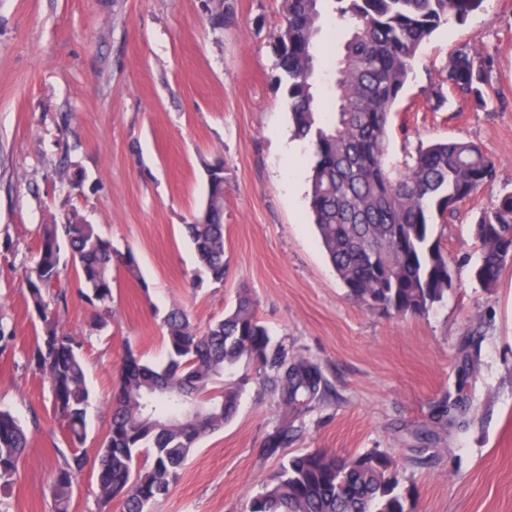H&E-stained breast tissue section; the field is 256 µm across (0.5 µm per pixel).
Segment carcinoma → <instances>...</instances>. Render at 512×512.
Wrapping results in <instances>:
<instances>
[{
    "label": "carcinoma",
    "mask_w": 512,
    "mask_h": 512,
    "mask_svg": "<svg viewBox=\"0 0 512 512\" xmlns=\"http://www.w3.org/2000/svg\"><path fill=\"white\" fill-rule=\"evenodd\" d=\"M322 2L284 0L272 37L293 131L313 149L310 208L319 243L355 302L386 316L424 314L453 283L433 220L455 217L462 203L496 179V165L478 144L459 139L421 145L395 164L388 159V127L420 47L441 26L464 21L470 0H333L347 38L336 62L325 61L336 75L328 113L318 98ZM205 6L211 26H224V0ZM492 67L491 56L457 49L449 61L453 89L484 104ZM206 175L203 207L186 229L204 272L221 285L224 169L208 164ZM473 232L481 246L473 277L490 289L512 262V193L482 211ZM116 260L130 271L136 268L132 253L118 252L97 225L73 213L61 223L39 225L37 259L25 276L27 304L45 326L30 365L48 379L54 412L75 445L86 435L91 393L82 342L58 327L53 307L66 301L60 276L70 264L84 284L83 296L98 309L89 331L104 330ZM256 308V298L242 288L224 317L202 332L183 309H171L163 320V368L126 351L97 455L102 503L119 500L122 512H150L200 440L235 415L239 388L221 382L224 371L242 361L273 372L286 414L268 436L266 450L273 454L288 445L291 419L323 394V377L318 364L290 359L274 344ZM28 447L26 429L0 409V485L10 484ZM143 450L152 458L148 466L136 465ZM86 464L85 455L74 452L58 467L54 512H70L73 480ZM395 471V462L377 450L344 460L305 451L288 458L246 512H408Z\"/></svg>",
    "instance_id": "obj_1"
}]
</instances>
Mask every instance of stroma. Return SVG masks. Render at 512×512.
<instances>
[{
	"label": "stroma",
	"instance_id": "35a3bbf8",
	"mask_svg": "<svg viewBox=\"0 0 512 512\" xmlns=\"http://www.w3.org/2000/svg\"><path fill=\"white\" fill-rule=\"evenodd\" d=\"M226 4L229 20L215 30L204 0H0V319L15 334L0 353V408L31 433L0 512H52L54 473L74 451L88 463L73 482L72 512H121L99 501L93 461L125 351L165 365L167 312L182 307L203 330L242 288L273 341L319 365L326 396L270 455L279 393L254 366L234 367L225 380L241 387L237 414L201 440L153 512H245L281 463L314 449L390 455L411 512H512V264L490 291L471 274L480 249L471 227L512 192V0H479L465 24L435 32L393 110V161L423 143L465 139L497 165L496 180L435 228L454 269L447 297L403 318L351 300L322 252L309 210L311 153L297 186L284 174L294 135L271 48L283 0ZM465 45L494 58L496 93L479 106L451 91L434 109L429 91ZM214 160L224 165L220 285L199 280L184 229ZM73 213L132 252L139 271L114 268L109 326L97 335L75 269L62 272L67 305L57 320L84 341L91 392L78 446L28 363L43 324L25 281L38 225ZM448 398L459 405L437 421Z\"/></svg>",
	"mask_w": 512,
	"mask_h": 512
}]
</instances>
